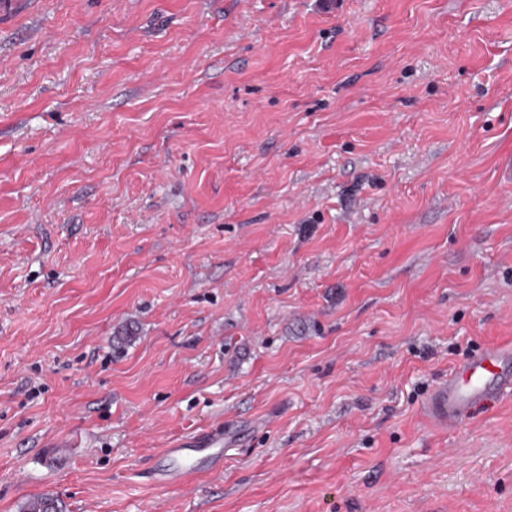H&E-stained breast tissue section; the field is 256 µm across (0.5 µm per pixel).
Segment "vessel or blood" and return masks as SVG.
Here are the masks:
<instances>
[{"mask_svg": "<svg viewBox=\"0 0 512 512\" xmlns=\"http://www.w3.org/2000/svg\"><path fill=\"white\" fill-rule=\"evenodd\" d=\"M512 395V343L483 348L449 372L432 391L426 404L437 421L454 423L474 415L489 402ZM170 464L153 472L165 486L193 472H206L224 463L223 432H206L170 443L164 450Z\"/></svg>", "mask_w": 512, "mask_h": 512, "instance_id": "1", "label": "vessel or blood"}]
</instances>
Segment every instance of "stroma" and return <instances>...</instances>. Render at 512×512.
Segmentation results:
<instances>
[{"label":"stroma","instance_id":"1","mask_svg":"<svg viewBox=\"0 0 512 512\" xmlns=\"http://www.w3.org/2000/svg\"><path fill=\"white\" fill-rule=\"evenodd\" d=\"M506 154L512 0H18L0 512H512V398L423 409L512 341ZM162 454L171 464L152 472L153 480L158 485L174 484L192 472L210 471L224 464V430L172 442L168 448H163Z\"/></svg>","mask_w":512,"mask_h":512}]
</instances>
